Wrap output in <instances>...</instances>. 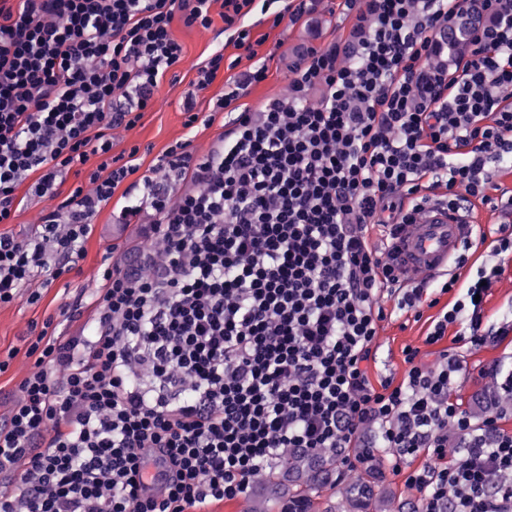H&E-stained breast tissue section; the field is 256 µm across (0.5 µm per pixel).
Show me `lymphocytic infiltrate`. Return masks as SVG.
Here are the masks:
<instances>
[{
    "mask_svg": "<svg viewBox=\"0 0 512 512\" xmlns=\"http://www.w3.org/2000/svg\"><path fill=\"white\" fill-rule=\"evenodd\" d=\"M352 53L309 50L287 99L241 109L215 148L170 147L147 174L112 155V129L135 126L181 63L172 25L224 34L256 66L214 108L268 77L250 19L279 27L313 0H0V224L33 179L54 193L66 169L100 157L92 191L75 188L36 236L0 234V305L21 297L55 256L79 253L91 217L119 187L149 204L160 261L106 270L88 335L39 333L34 369L0 424V512H202L243 496L283 449L340 451L376 431L421 512H512V434L474 421L452 397L459 359L404 351L401 383L367 369L385 301L415 310L456 292L425 338L449 325L471 349L512 335L487 326L484 300L504 265L428 279L392 244L430 200L512 207L491 166L512 161V0H343ZM478 14L464 47L445 31ZM189 184L171 197L169 177ZM464 435L448 456V432ZM160 455L165 499L136 478Z\"/></svg>",
    "mask_w": 512,
    "mask_h": 512,
    "instance_id": "1",
    "label": "lymphocytic infiltrate"
}]
</instances>
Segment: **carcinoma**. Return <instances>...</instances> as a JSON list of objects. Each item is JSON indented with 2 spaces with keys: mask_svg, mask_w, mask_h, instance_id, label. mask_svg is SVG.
<instances>
[{
  "mask_svg": "<svg viewBox=\"0 0 512 512\" xmlns=\"http://www.w3.org/2000/svg\"><path fill=\"white\" fill-rule=\"evenodd\" d=\"M341 464L339 458L330 452L309 454L301 450H288L279 458V473L259 472L261 478L278 488L273 502H262L256 512H313L314 498L321 496L327 486L329 475ZM373 471L370 468L346 484L342 509L328 512H375L388 508L391 498L386 492H371Z\"/></svg>",
  "mask_w": 512,
  "mask_h": 512,
  "instance_id": "1",
  "label": "carcinoma"
}]
</instances>
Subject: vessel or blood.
Segmentation results:
<instances>
[{
    "label": "vessel or blood",
    "instance_id": "vessel-or-blood-1",
    "mask_svg": "<svg viewBox=\"0 0 512 512\" xmlns=\"http://www.w3.org/2000/svg\"><path fill=\"white\" fill-rule=\"evenodd\" d=\"M470 218L466 211H451L447 206L428 205L417 223L407 225L397 241L395 259L409 271L427 275L446 272L450 260L457 257L468 237ZM168 482L161 468L150 467L141 483L145 497L162 500L167 495Z\"/></svg>",
    "mask_w": 512,
    "mask_h": 512
}]
</instances>
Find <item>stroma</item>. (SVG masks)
Returning <instances> with one entry per match:
<instances>
[{
    "instance_id": "stroma-1",
    "label": "stroma",
    "mask_w": 512,
    "mask_h": 512,
    "mask_svg": "<svg viewBox=\"0 0 512 512\" xmlns=\"http://www.w3.org/2000/svg\"><path fill=\"white\" fill-rule=\"evenodd\" d=\"M337 2L319 0L315 10L298 22L270 31L262 48L268 56V77L249 87L240 99L241 104L255 110L266 99L287 96L293 70L309 49L333 43L345 45L352 20L340 13ZM222 25L219 18L208 29L187 28L182 23H174L173 34L184 47V60L163 78L152 106L135 127L113 129V154L134 152V162L143 172L153 167L168 147L185 139L189 140L193 154H209L214 141L224 131V123L231 119L227 111L211 113L209 102L223 94L227 79L240 77L252 65L251 60L240 58L238 49L227 44L220 33ZM218 46L223 49L225 61L230 62V69L221 71L207 90L193 92L191 82L196 75V64ZM191 92L196 95L195 111L201 119L193 128L186 127L188 114L183 109V101ZM18 194L23 201L13 222L0 224V233L30 236L36 233L43 215L55 208L57 202L28 193L23 188ZM126 204V199L113 196L111 202L93 217L81 255L67 260L70 272L54 280L39 275L31 281L28 290L37 294L36 302L22 297L0 305V360L10 362L8 370L0 374V421L8 414L19 383L34 368L33 359L26 354L34 328L47 325L60 336L81 335L89 312H82L80 318L70 320L61 316V308L88 302L100 285V274L105 267L128 265L151 244V227L156 220L153 211L142 208L137 218L128 223L121 214ZM454 299L451 293L441 295L439 307L424 308L419 318L408 312L394 314L383 321L375 340V357L369 362L371 379L390 378L401 382L408 369L403 351L409 346L419 349L426 361H434L436 347L426 344V333L431 321L438 316L440 306L451 304ZM440 346L456 354L463 364L456 389L463 409L474 418H482L483 405L504 395L500 383L495 377L487 376L486 370L493 367L503 375L512 371V343L504 341L473 350L448 336ZM428 461V456L420 452L403 458L402 474H394L388 468L376 471V484L388 490L396 512H421L420 493L406 487L404 481L406 472Z\"/></svg>"
}]
</instances>
